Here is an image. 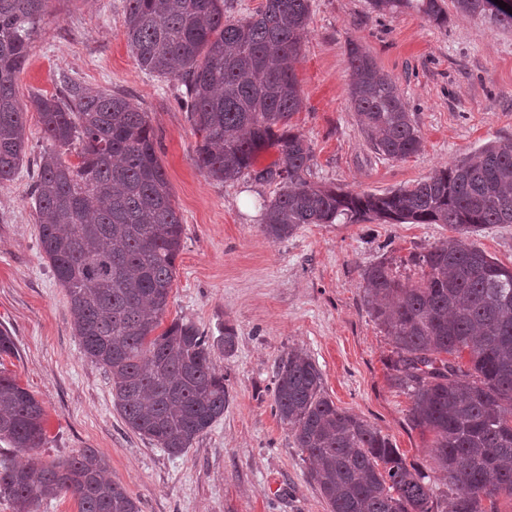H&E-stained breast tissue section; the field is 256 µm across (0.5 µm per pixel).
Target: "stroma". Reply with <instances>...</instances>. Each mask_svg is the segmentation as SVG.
Wrapping results in <instances>:
<instances>
[{
  "mask_svg": "<svg viewBox=\"0 0 512 512\" xmlns=\"http://www.w3.org/2000/svg\"><path fill=\"white\" fill-rule=\"evenodd\" d=\"M296 65L303 107L290 120L311 143L310 179L325 187L383 194L407 187L488 143L512 141V30L457 11L446 24L412 9L373 11L369 0H309ZM125 0H53L16 81L26 107L27 155L0 184V330L15 343L6 369L45 410L47 442L32 458L49 463L94 448L141 512H329L310 464L273 411L274 364L303 349L342 409L377 427L435 491L448 482L430 435L407 419L411 399L391 378L392 345L362 303L363 268L380 258L414 276L410 253L446 240L441 224H305L281 241L262 229L264 200L277 186L243 176H205L200 142L180 80L141 71L127 47ZM360 45L401 90L421 150L392 160L374 153L348 97L350 44ZM120 92L147 112L158 156L183 222L182 248L163 325L194 324L213 346L229 403L186 453L173 456L128 428L112 381L73 335L65 288L39 242L32 198L48 143L31 108L59 76ZM237 337L225 353V329Z\"/></svg>",
  "mask_w": 512,
  "mask_h": 512,
  "instance_id": "stroma-1",
  "label": "stroma"
}]
</instances>
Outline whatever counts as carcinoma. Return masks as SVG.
I'll list each match as a JSON object with an SVG mask.
<instances>
[{
    "label": "carcinoma",
    "mask_w": 512,
    "mask_h": 512,
    "mask_svg": "<svg viewBox=\"0 0 512 512\" xmlns=\"http://www.w3.org/2000/svg\"><path fill=\"white\" fill-rule=\"evenodd\" d=\"M378 12L415 8L448 22L441 0H370ZM458 11L512 29V14L488 0H454ZM51 0H0V184L26 155V118L16 77ZM309 0H263L252 13L224 16V0H125L129 51L149 75L178 78L201 137L195 163L209 178L236 181L275 144L279 180L263 204V231L284 240L303 224H444L451 238L409 263L418 280L397 276L383 258L362 269L363 302L393 346V383L412 400L408 420L432 436L431 454L448 476L450 512H498L512 495V272L471 237L512 224V142L485 145L429 177L382 195L326 188L308 180L314 152L292 131L301 110L295 65ZM350 101L371 148L389 159L420 151L421 135L396 82L373 57L348 48ZM32 106L50 148L33 192L42 251L66 289L72 329L84 354L112 379L126 425L180 455L222 416L224 375L209 338L174 322L154 335L167 310L182 248L147 113L124 95L68 77ZM78 163L62 159L60 149ZM467 362H458L461 357ZM274 409L313 464L329 512H435L437 496L419 469L367 420L326 395L320 369L298 349L278 362ZM45 411L0 369V441L29 451L46 442ZM73 496L79 512H141L94 448L58 463L0 457V499L36 512L45 499Z\"/></svg>",
    "instance_id": "cac0c4a2"
}]
</instances>
